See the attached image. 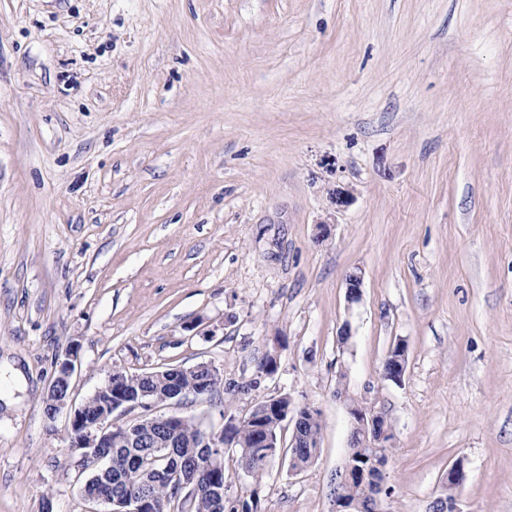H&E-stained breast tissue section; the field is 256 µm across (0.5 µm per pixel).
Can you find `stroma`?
<instances>
[{
	"label": "stroma",
	"instance_id": "stroma-1",
	"mask_svg": "<svg viewBox=\"0 0 512 512\" xmlns=\"http://www.w3.org/2000/svg\"><path fill=\"white\" fill-rule=\"evenodd\" d=\"M73 342L77 404L277 352L259 395L320 448L258 483L226 454L259 512H332L351 399L391 423L392 512L456 461L462 512H512V0H0V512L102 510L41 409ZM396 348L399 349L400 352L403 353L401 357H397L394 355ZM407 362V345L404 341L398 340L388 351L386 356L385 364L390 365L389 372L384 371V378L390 380L396 384H400L406 369Z\"/></svg>",
	"mask_w": 512,
	"mask_h": 512
}]
</instances>
